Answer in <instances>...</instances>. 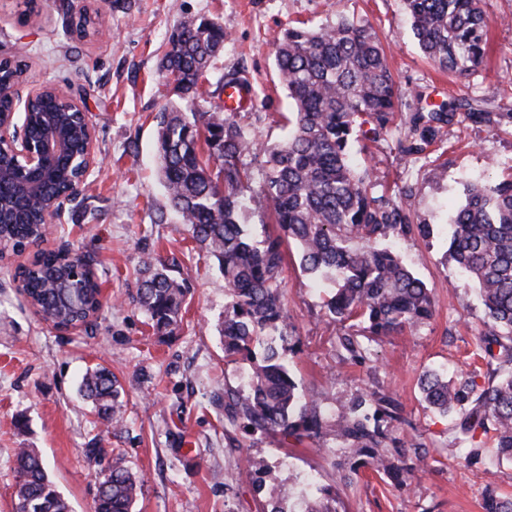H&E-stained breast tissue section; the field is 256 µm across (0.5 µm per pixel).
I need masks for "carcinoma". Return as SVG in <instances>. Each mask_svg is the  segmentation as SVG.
Segmentation results:
<instances>
[{
  "label": "carcinoma",
  "instance_id": "obj_1",
  "mask_svg": "<svg viewBox=\"0 0 512 512\" xmlns=\"http://www.w3.org/2000/svg\"><path fill=\"white\" fill-rule=\"evenodd\" d=\"M403 2L422 52L440 69L466 77L483 65L487 22L481 0ZM225 42L224 28L211 20L187 17L174 28L163 70L180 99H195ZM275 66L293 103L291 130L280 144L264 149L268 172L260 193L281 233L257 240L242 221L248 175L240 158L258 143L228 113L163 106L156 113V152L159 179L171 207L224 274V355L252 363L248 392L224 402L226 419L248 435L300 440L321 432L320 406L305 398L286 357L263 339L288 321L280 289L284 244H295L303 271L331 284L326 307L336 320L358 319L371 335L388 336L430 321L435 303L431 290L395 248L376 242L398 227L415 224L428 234L430 226L417 224L403 201L407 192L397 197L375 193L368 173L351 162L352 144L360 138L376 141L402 111L401 95L376 34L355 17H342L327 28L301 22L288 27L279 40ZM22 72L19 62L0 60L1 85H14ZM462 108L474 124L512 123L511 111L487 112L476 102L453 99L412 114L405 153H423ZM212 164L218 168L215 176ZM0 189V208L8 219L0 231L19 244L34 231L29 224L10 222L22 202L16 181L7 180ZM449 252L478 287L487 316L480 340L488 364L496 367L482 388L472 379L451 380L427 371L420 378L423 399L428 407L455 418L456 440L469 448L467 458L481 454L482 437L490 431L497 454L512 458V177L467 185L465 202L453 217ZM68 261L59 251L45 250L16 275L25 278L43 316L76 325L99 315L103 305L91 282L66 301L48 286L57 267ZM185 295L186 288L164 265L150 263L134 301L160 332L181 320ZM121 390L112 371L102 366L88 371L80 385L97 414L115 424L120 422ZM396 423H402V417L390 399L373 409L359 398L336 415V440L362 457L350 466L352 474L366 466L394 479L413 474L414 468L399 462L406 449L417 444L389 437ZM15 472L16 512H70L38 449H18ZM140 490L141 479L128 470L123 456L116 455L101 471L94 512H133ZM339 507L336 491L309 484L307 512H340ZM485 512H512V500L490 491Z\"/></svg>",
  "mask_w": 512,
  "mask_h": 512
}]
</instances>
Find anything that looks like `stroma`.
Here are the masks:
<instances>
[{"instance_id":"35a3bbf8","label":"stroma","mask_w":512,"mask_h":512,"mask_svg":"<svg viewBox=\"0 0 512 512\" xmlns=\"http://www.w3.org/2000/svg\"><path fill=\"white\" fill-rule=\"evenodd\" d=\"M64 0H0V58L22 60L20 97L55 85L90 112L101 159L76 203L52 226L46 248L88 254L105 301L88 327L63 332L41 321L16 288L15 272L32 252L0 260V512H16L15 451L40 449L50 480L72 512H92L105 464L89 451L122 454L143 477L134 512H270L289 496L300 502L311 479L332 487L345 512H485L488 491L512 498V459L486 447L467 460L452 440V421L424 403L420 377L436 370L474 377L486 386L479 359L485 312L478 290L448 254L451 220L470 180L512 176V126H475L464 118L443 127L419 158L404 156L412 113L455 95L498 111L512 106V0H481L489 22L484 65L451 79L428 60L411 31L402 0H107L99 37L81 41L62 25ZM357 16L387 46L404 106L379 142L362 141L353 158L366 163L377 191L409 190L407 204L430 224V236L398 233L388 239L435 296V315L418 328L366 340L356 320L336 322L327 290L288 253L281 288L287 334L277 346L288 357L300 390L321 405L320 437L301 442L245 435L224 424V394L246 393L249 362L228 358L220 336L227 301L217 260L192 239L172 209L157 175L154 116L176 102L162 76L168 36L184 17L218 22L228 36L193 106H223L222 75L239 73L255 99L233 121L259 141L279 143L292 110L274 64L288 24L328 26ZM263 153L242 156L251 192L244 213L255 236L275 231L258 191L267 167ZM164 262L187 290L173 334L154 331L133 300L147 258ZM368 343L364 360L348 359L340 337ZM109 367L123 392L115 428L99 420L79 392L85 371ZM395 401L404 419L399 435L421 445L427 464L397 487L391 478L360 469L343 481L334 465L333 420L339 405L359 395ZM261 460L259 486L241 480L247 460Z\"/></svg>"}]
</instances>
